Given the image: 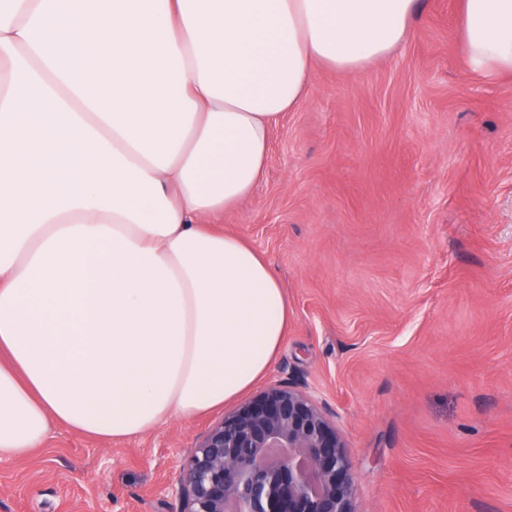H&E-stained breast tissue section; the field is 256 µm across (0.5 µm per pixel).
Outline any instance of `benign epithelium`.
<instances>
[{
	"label": "benign epithelium",
	"instance_id": "obj_1",
	"mask_svg": "<svg viewBox=\"0 0 512 512\" xmlns=\"http://www.w3.org/2000/svg\"><path fill=\"white\" fill-rule=\"evenodd\" d=\"M171 495L177 512H358L336 412L279 382L198 436Z\"/></svg>",
	"mask_w": 512,
	"mask_h": 512
}]
</instances>
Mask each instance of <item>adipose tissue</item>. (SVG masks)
<instances>
[{"mask_svg": "<svg viewBox=\"0 0 512 512\" xmlns=\"http://www.w3.org/2000/svg\"><path fill=\"white\" fill-rule=\"evenodd\" d=\"M418 0H0V455L52 425L127 438L235 402L288 334L267 261L218 228L314 63L358 73ZM512 73V0H461ZM50 206L32 209L35 193Z\"/></svg>", "mask_w": 512, "mask_h": 512, "instance_id": "obj_1", "label": "adipose tissue"}]
</instances>
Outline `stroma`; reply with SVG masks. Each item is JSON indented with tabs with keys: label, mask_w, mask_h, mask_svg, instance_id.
Instances as JSON below:
<instances>
[{
	"label": "stroma",
	"mask_w": 512,
	"mask_h": 512,
	"mask_svg": "<svg viewBox=\"0 0 512 512\" xmlns=\"http://www.w3.org/2000/svg\"><path fill=\"white\" fill-rule=\"evenodd\" d=\"M358 74L314 67L225 213L288 291L267 382L336 412L360 512H512V76L468 64L460 0H421ZM219 412L133 438L52 427L0 459V512H176Z\"/></svg>",
	"instance_id": "stroma-1"
}]
</instances>
